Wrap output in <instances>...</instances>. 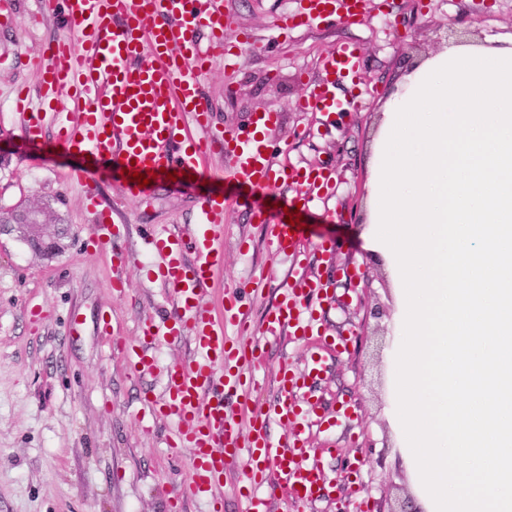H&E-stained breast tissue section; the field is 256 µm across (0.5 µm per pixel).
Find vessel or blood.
<instances>
[{
	"mask_svg": "<svg viewBox=\"0 0 512 512\" xmlns=\"http://www.w3.org/2000/svg\"><path fill=\"white\" fill-rule=\"evenodd\" d=\"M218 0H62L66 24L73 34L48 43L43 51L40 98L52 113L60 144L89 156L91 163L71 171L84 189L88 208H96L98 164L128 175V189L139 183L133 173L151 182L176 172L191 177L199 172L204 155L221 148L230 161V177L252 189L292 181L303 186L299 199L310 202L325 181L322 173L274 163L256 135L272 130L278 112L256 113L251 127L213 128L203 96V79L211 61L226 55L224 30L228 21ZM364 0H306L292 20L308 26L321 19L360 14ZM359 51L344 45L323 62L322 78L305 100L324 113L344 111L335 92L337 83L355 78ZM193 119L196 135L184 133L185 119ZM225 201L206 195L198 200L199 222L174 232L165 228L143 239L155 260L149 268L155 279L173 292L172 322L147 320L139 326L140 344L126 356L137 372L156 367L149 352L159 341L189 339L195 359L167 367L161 395L145 394L155 418H173L177 430L172 447L191 451V499L205 502L210 512L224 509V469L242 465L245 491L243 512H271V496L285 488L298 501L318 495L323 475L318 464L305 461V428L299 417L295 389L318 377L319 359L305 372L280 365L275 373L279 395L270 410L252 419L249 428L228 410L246 397L262 369L259 350L264 340L299 329L313 316L322 284L309 277L287 285L280 304L267 312L260 335L241 345L239 332L247 326L236 294L211 309L202 295L224 264L218 241L224 233ZM302 232L293 224L267 227V245L279 255L301 251ZM287 424L283 440L268 432L270 422Z\"/></svg>",
	"mask_w": 512,
	"mask_h": 512,
	"instance_id": "obj_1",
	"label": "vessel or blood"
}]
</instances>
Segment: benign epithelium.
<instances>
[{
  "label": "benign epithelium",
  "mask_w": 512,
  "mask_h": 512,
  "mask_svg": "<svg viewBox=\"0 0 512 512\" xmlns=\"http://www.w3.org/2000/svg\"><path fill=\"white\" fill-rule=\"evenodd\" d=\"M67 232L56 212L38 200L7 211L0 209V236L17 235L39 257L53 255Z\"/></svg>",
  "instance_id": "7a95c632"
}]
</instances>
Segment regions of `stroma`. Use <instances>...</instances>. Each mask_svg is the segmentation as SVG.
Returning a JSON list of instances; mask_svg holds the SVG:
<instances>
[{"label":"stroma","instance_id":"35a3bbf8","mask_svg":"<svg viewBox=\"0 0 512 512\" xmlns=\"http://www.w3.org/2000/svg\"><path fill=\"white\" fill-rule=\"evenodd\" d=\"M222 3L232 19L226 41L240 44L241 53L234 68L213 60L203 80L213 126L244 128L255 113L276 108L268 153L278 163L328 171V191L286 216L296 186H241L218 150L186 185L167 181L132 195L121 175L103 177L98 208L125 225L119 244L134 254L121 296L112 291L111 255L96 243L94 213L69 176L79 156L58 144L49 122L39 146H30V116L12 106L17 86L38 95L40 76L26 58L68 34L64 17L48 11L33 23L35 0L0 15V207L38 200L71 227L63 251L49 260L19 239L0 238V512H170L189 484L190 450L168 445L175 422H155L142 400L145 392L161 393L168 366L188 362L187 344L154 346L156 370L139 375L112 353L103 324L111 322L123 342L135 345L141 321L168 317L172 292L149 277L153 258L142 251V237L152 227L197 224L198 199L209 193L229 205L220 241L224 267L208 284L205 303L238 291L255 330L278 304L297 268L291 256L270 254L264 215L299 223L305 253L298 269L328 290L314 320L319 336L285 334L264 345L265 377L248 406L233 409L249 423L276 400L279 365L300 370L310 356L322 358L320 379L297 399L319 405L307 415L308 448L326 481L310 502L274 497L272 512H388L409 497L386 416L394 294L382 260L364 250L361 237L369 160L382 104L400 77L450 42L511 41L512 0H366L357 17L288 32L281 18L301 0ZM343 44L362 53L360 92L338 88L351 107L331 115L300 109L320 60Z\"/></svg>","mask_w":512,"mask_h":512}]
</instances>
